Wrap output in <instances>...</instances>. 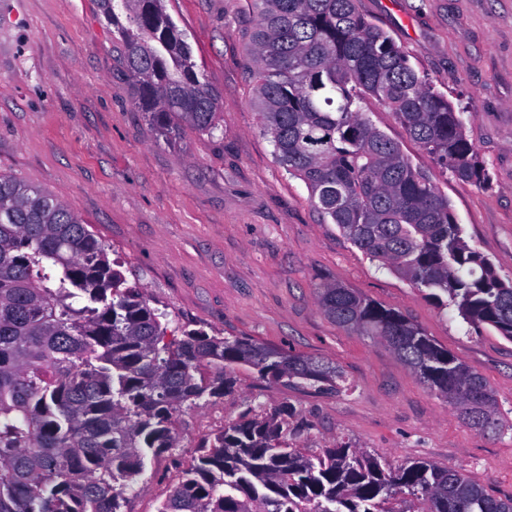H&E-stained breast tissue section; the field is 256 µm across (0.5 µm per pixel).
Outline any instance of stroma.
<instances>
[{
	"instance_id": "35a3bbf8",
	"label": "stroma",
	"mask_w": 512,
	"mask_h": 512,
	"mask_svg": "<svg viewBox=\"0 0 512 512\" xmlns=\"http://www.w3.org/2000/svg\"><path fill=\"white\" fill-rule=\"evenodd\" d=\"M219 98L215 135L156 137L122 74L98 0H0V172L49 192L123 261L129 284L177 322L243 336L335 363L348 391L314 394L237 372V390L176 417L180 449L149 467L123 512H157L202 438L249 405L291 403L313 454L345 440L398 465L460 467L496 497L512 495V431L471 428L384 342L336 325L319 308L323 283L353 288L422 327L488 381L512 422V341L475 332L455 310L378 267L327 223L306 185L288 177L253 104L248 0H167ZM412 65L463 112L491 176L462 182L435 167L394 113L364 110L432 177L471 247L512 278V0H357Z\"/></svg>"
}]
</instances>
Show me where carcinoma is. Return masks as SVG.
I'll list each match as a JSON object with an SVG mask.
<instances>
[{
  "instance_id": "obj_1",
  "label": "carcinoma",
  "mask_w": 512,
  "mask_h": 512,
  "mask_svg": "<svg viewBox=\"0 0 512 512\" xmlns=\"http://www.w3.org/2000/svg\"><path fill=\"white\" fill-rule=\"evenodd\" d=\"M254 105L276 162L342 235L470 328L512 341V279L463 237L427 173L366 117L369 98L453 178L490 174L462 112L356 0H251ZM135 104L156 136L218 129L217 94L165 0H100ZM109 246L57 197L0 173V512H122L148 463L179 448L174 418L235 390L252 368L318 393L347 387L334 363L242 336L179 327L127 283ZM336 325L385 342L479 432L512 431L487 380L400 312L335 283L317 288ZM294 407H248L203 439L158 512H512L461 469L391 466L349 442L307 456Z\"/></svg>"
}]
</instances>
